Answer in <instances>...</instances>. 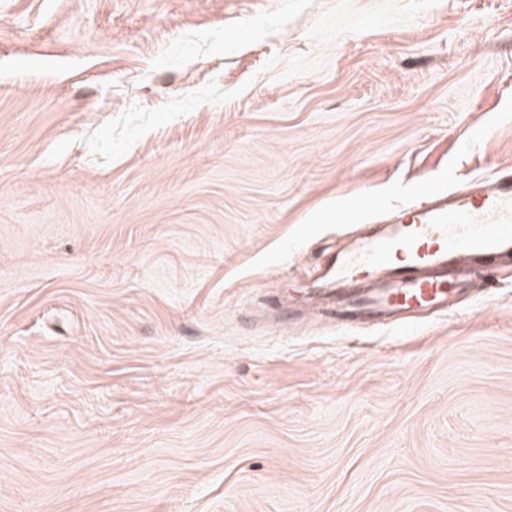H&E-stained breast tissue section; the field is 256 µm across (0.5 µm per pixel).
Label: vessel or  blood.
Wrapping results in <instances>:
<instances>
[{"label": "vessel or blood", "mask_w": 512, "mask_h": 512, "mask_svg": "<svg viewBox=\"0 0 512 512\" xmlns=\"http://www.w3.org/2000/svg\"><path fill=\"white\" fill-rule=\"evenodd\" d=\"M512 254V174L459 189H427L379 216L350 249L325 256L330 280L318 315L348 327L394 326L403 311L447 313L468 276Z\"/></svg>", "instance_id": "vessel-or-blood-1"}]
</instances>
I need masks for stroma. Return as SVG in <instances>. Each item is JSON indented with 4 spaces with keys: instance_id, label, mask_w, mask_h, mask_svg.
<instances>
[{
    "instance_id": "1",
    "label": "stroma",
    "mask_w": 512,
    "mask_h": 512,
    "mask_svg": "<svg viewBox=\"0 0 512 512\" xmlns=\"http://www.w3.org/2000/svg\"><path fill=\"white\" fill-rule=\"evenodd\" d=\"M504 170L512 0H0V512H512V260L264 311Z\"/></svg>"
}]
</instances>
